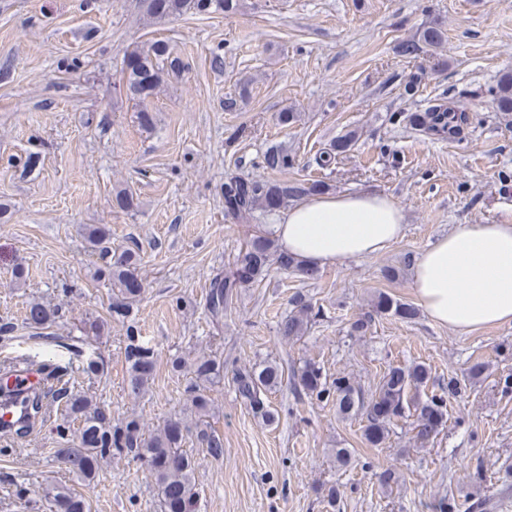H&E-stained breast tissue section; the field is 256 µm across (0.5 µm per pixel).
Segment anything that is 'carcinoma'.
Here are the masks:
<instances>
[{
	"label": "carcinoma",
	"instance_id": "obj_1",
	"mask_svg": "<svg viewBox=\"0 0 512 512\" xmlns=\"http://www.w3.org/2000/svg\"><path fill=\"white\" fill-rule=\"evenodd\" d=\"M240 9V0H147L150 17L162 20L178 18L187 13L224 12L234 14ZM447 42V32L442 22L433 21L420 32L418 40L402 44V53L415 56L421 45L439 49ZM125 74L128 90L140 102L157 94L164 76L177 74L184 67L183 61L172 55L169 45L157 40L150 44L136 45L125 55ZM495 111L507 124H512V71L502 73L492 90ZM403 121L421 135L433 140L454 141L469 122L468 115L455 108L446 98H435L417 112L402 113ZM357 133L348 131L336 137L333 144L316 157L322 170H330L336 157L351 149ZM295 165V158L288 152L270 148L262 157L260 166L271 172H285ZM329 190L323 180L271 181L229 177L224 181V217L247 221L257 211L274 213L288 207L289 203L304 196ZM90 248L108 259V265L99 270L100 276L112 285V314L124 317L130 305L143 293L139 276L141 256L132 249L112 251V233L105 226L91 227L86 231ZM293 272L303 278L313 279L318 271L299 264L288 253L279 249L276 239L267 231L251 236L234 257L225 271L216 274L210 282L206 309L218 321L231 307L241 289L264 278L272 266ZM293 309L278 325L279 336L298 339L311 324L313 306L300 295L291 299ZM58 310L33 299L25 310L24 321L30 328L43 329L55 322ZM388 314L411 321L418 310L409 303L381 293L371 309L361 313L351 329L365 333L374 317ZM127 387L136 396L145 394L150 385L155 353L148 346L129 337L126 348ZM172 369L187 370L190 374L186 388L189 410L194 418L186 422L182 417L169 418L155 429L146 431L145 424L135 414L114 418L112 413L83 392L70 389L63 376L51 370L46 373L42 389L26 395L27 424L19 426L15 436L28 432L36 421L44 420L48 402L62 407L67 419L77 424L72 443L57 449V455L72 477L95 481L103 466L115 456H124L140 463L154 480V490L163 512H193V474L195 457L186 447L189 433H194L199 447L214 459L224 456V440L208 421L212 399L208 392L224 384V356L211 353L198 357L191 365L184 358L171 359ZM431 370L423 363L410 366H391L380 378L376 388L367 394L350 376L339 374L332 381L322 366L305 360L292 372L294 391L320 403L331 404L345 419L364 421L362 436L372 448L386 443L390 426L408 417L414 418V439L420 446L430 443L448 423V403L462 396L466 384L450 377L448 386L425 398L420 390L427 386ZM283 371L273 361L243 365L233 372L236 397L252 413L269 424L277 415L271 409L268 395L282 384ZM51 512H89L86 500L74 489L62 485H49L43 489ZM490 499L472 495L460 502L450 495L438 502L439 512H488Z\"/></svg>",
	"mask_w": 512,
	"mask_h": 512
}]
</instances>
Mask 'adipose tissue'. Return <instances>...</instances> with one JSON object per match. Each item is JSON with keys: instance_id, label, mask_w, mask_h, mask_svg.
I'll use <instances>...</instances> for the list:
<instances>
[{"instance_id": "adipose-tissue-1", "label": "adipose tissue", "mask_w": 512, "mask_h": 512, "mask_svg": "<svg viewBox=\"0 0 512 512\" xmlns=\"http://www.w3.org/2000/svg\"><path fill=\"white\" fill-rule=\"evenodd\" d=\"M404 215L381 192L315 195L283 211L274 226L283 250L322 269L385 251L401 236ZM419 305L460 333L512 325V214L496 224H459L413 266Z\"/></svg>"}]
</instances>
